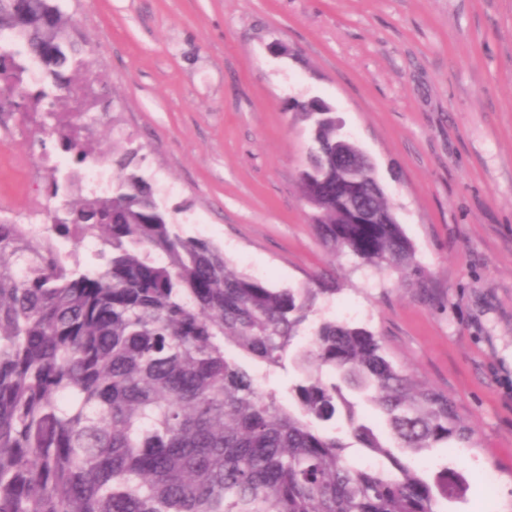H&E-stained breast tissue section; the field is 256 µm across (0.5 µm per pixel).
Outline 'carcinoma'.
Returning <instances> with one entry per match:
<instances>
[{
    "label": "carcinoma",
    "instance_id": "carcinoma-1",
    "mask_svg": "<svg viewBox=\"0 0 512 512\" xmlns=\"http://www.w3.org/2000/svg\"><path fill=\"white\" fill-rule=\"evenodd\" d=\"M55 0H0V91L41 111L23 87L24 53L66 96L85 53ZM287 107L313 122L302 198L332 249L377 270L414 267L400 224H351L336 209V159L369 213L391 205L373 168L313 99ZM52 135L81 165L92 132ZM112 195L67 199L34 230L0 220V512H441L462 481L431 485L403 451L473 442L448 395L397 368L366 327L322 319L297 343L318 297L234 269L214 241L185 236L137 175V151L112 159ZM101 243L97 263L74 246ZM298 374L288 400L275 369ZM385 417L391 441L360 422L347 392ZM342 421L374 467L354 464L321 425Z\"/></svg>",
    "mask_w": 512,
    "mask_h": 512
}]
</instances>
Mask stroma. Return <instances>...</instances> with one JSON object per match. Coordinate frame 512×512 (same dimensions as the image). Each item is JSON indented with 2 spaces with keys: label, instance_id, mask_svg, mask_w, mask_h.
<instances>
[{
  "label": "stroma",
  "instance_id": "stroma-1",
  "mask_svg": "<svg viewBox=\"0 0 512 512\" xmlns=\"http://www.w3.org/2000/svg\"><path fill=\"white\" fill-rule=\"evenodd\" d=\"M87 48L84 115L187 236L274 288L331 277L317 317L362 325L448 394L473 430L428 478L461 477L443 512H512V0H62ZM319 97L370 158L433 298L408 275L327 248L298 174L311 144L287 101ZM61 157L25 110L0 116V219L49 200L33 161ZM496 476L487 498L484 472Z\"/></svg>",
  "mask_w": 512,
  "mask_h": 512
}]
</instances>
